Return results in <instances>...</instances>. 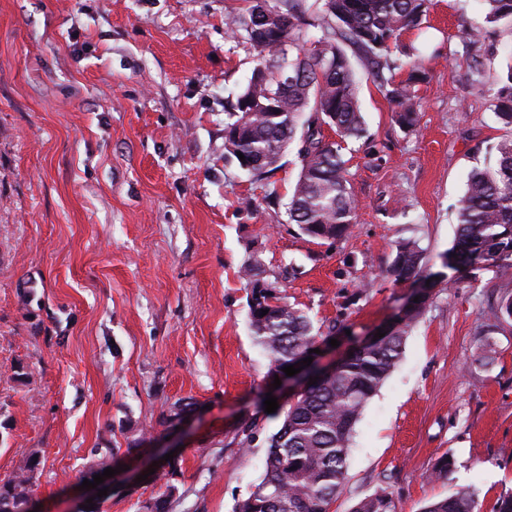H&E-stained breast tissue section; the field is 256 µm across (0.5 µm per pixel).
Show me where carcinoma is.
<instances>
[{"label": "carcinoma", "mask_w": 512, "mask_h": 512, "mask_svg": "<svg viewBox=\"0 0 512 512\" xmlns=\"http://www.w3.org/2000/svg\"><path fill=\"white\" fill-rule=\"evenodd\" d=\"M247 7L228 15L225 24L234 38L249 47L256 65L224 120V159L237 163L257 182L268 180L281 160L297 145L299 174L291 195L282 203L287 223L320 245L344 239L355 223L342 142L362 139L367 155H376L359 106L354 62L375 79L393 106V120L402 129L419 122L415 86L426 78L425 56L410 47L393 55L401 37L418 30L427 19L431 0H247ZM485 22L512 24V0H480ZM319 31L311 36L299 22ZM288 41L293 61L288 82L275 78L278 42ZM353 55H348L347 49ZM402 71L408 77L396 81ZM496 118L512 129V63L507 66L495 105ZM338 137L324 138L322 126ZM493 169L474 168L457 207L458 236L454 247L439 255L441 270L425 272L423 256L410 240L400 243L389 268L396 283L439 278L456 283L463 271L494 267L512 272V137L502 140ZM245 160H240L238 154ZM255 259L243 269L251 288L249 322L256 341L271 357V374L312 356L327 331L316 328L302 309L285 301L275 283L261 277ZM267 314H262V311ZM427 310V301L413 304L387 328L385 336L352 349L333 374L317 379L279 408L282 424L267 440L262 479L239 501L234 512H329L344 489L349 447L359 418L401 360L408 336ZM512 319V297L483 315L474 361L491 365L497 354L493 333ZM0 480V512H25L32 472ZM455 461L447 452L431 479L447 481ZM475 488L457 486L422 512H473ZM352 512H394L390 493L382 486L359 499Z\"/></svg>", "instance_id": "cac0c4a2"}]
</instances>
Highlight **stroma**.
<instances>
[{"instance_id":"1","label":"stroma","mask_w":512,"mask_h":512,"mask_svg":"<svg viewBox=\"0 0 512 512\" xmlns=\"http://www.w3.org/2000/svg\"><path fill=\"white\" fill-rule=\"evenodd\" d=\"M242 6L0 0V478L38 460L36 512H72L98 464L118 482L123 470L151 469L164 449H111L165 435L174 474L114 491L102 512H146L169 484V512H233L261 480L280 424L267 394L288 396L251 333L242 267L260 258L315 325L343 321L324 351L340 359L408 296L388 272L398 243L416 241L431 264L451 248L468 173L512 135L494 115L512 31L491 26L468 44L484 21L478 0H433L423 31L402 38L430 57L418 127L394 124L359 71L379 158L345 143L356 222L335 245L309 242L265 202L264 184L224 159V114L254 66L224 22ZM510 296L512 276L491 269L432 289L356 425L330 512H351L379 485L395 512H420L460 484L475 485V512L512 493V320L499 325L492 368L472 363L482 314ZM180 399L196 416L170 436L162 417ZM448 451L451 481H429Z\"/></svg>"}]
</instances>
